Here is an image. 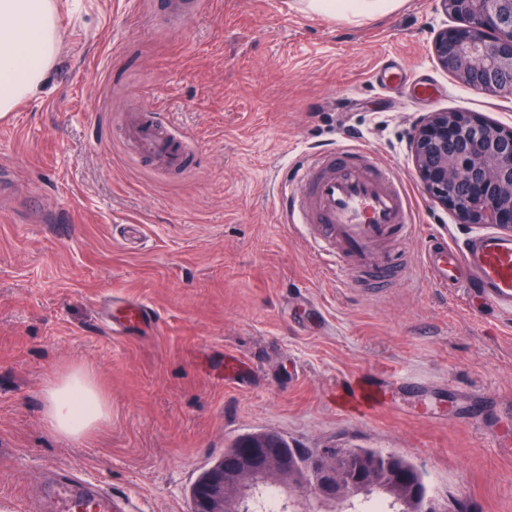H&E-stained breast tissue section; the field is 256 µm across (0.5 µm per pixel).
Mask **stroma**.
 <instances>
[{
    "mask_svg": "<svg viewBox=\"0 0 512 512\" xmlns=\"http://www.w3.org/2000/svg\"><path fill=\"white\" fill-rule=\"evenodd\" d=\"M60 52L41 90L0 117V512H42L49 468L100 480L123 512H190L195 481L250 433L297 448H381L436 497L512 512V315L439 288L428 239L479 234L435 204L408 150L427 112L512 129V101L448 76L438 0L368 18L309 0H197L173 23L145 0H57ZM405 72L391 84L383 73ZM432 96L415 95L419 84ZM165 114L196 169L133 162L125 112ZM354 148L394 168L417 233L407 279L341 287L274 191L301 156ZM148 304L158 331L120 338L105 304ZM84 366L112 404L92 438L43 421L46 382ZM420 382L408 391L404 379ZM371 381L378 410L345 387ZM480 394L479 423L460 395Z\"/></svg>",
    "mask_w": 512,
    "mask_h": 512,
    "instance_id": "stroma-1",
    "label": "stroma"
}]
</instances>
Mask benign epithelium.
<instances>
[{"instance_id":"benign-epithelium-1","label":"benign epithelium","mask_w":512,"mask_h":512,"mask_svg":"<svg viewBox=\"0 0 512 512\" xmlns=\"http://www.w3.org/2000/svg\"><path fill=\"white\" fill-rule=\"evenodd\" d=\"M460 26L436 33L438 64L467 87L512 97V0H438ZM409 148L425 191L460 223L487 224L512 232V130L469 112H429L410 136ZM351 458L323 448L298 469L283 446L248 443L224 454L194 484L191 512H236L235 496L254 474L278 480L297 497L343 502L360 483L378 480L366 462L358 479L347 475Z\"/></svg>"}]
</instances>
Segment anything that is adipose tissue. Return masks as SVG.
<instances>
[{
  "instance_id": "adipose-tissue-1",
  "label": "adipose tissue",
  "mask_w": 512,
  "mask_h": 512,
  "mask_svg": "<svg viewBox=\"0 0 512 512\" xmlns=\"http://www.w3.org/2000/svg\"><path fill=\"white\" fill-rule=\"evenodd\" d=\"M58 53L54 0H0V112L9 113L43 84ZM44 423L56 436L91 438L112 420V405L90 369L58 375L44 391Z\"/></svg>"
}]
</instances>
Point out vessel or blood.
I'll return each mask as SVG.
<instances>
[{
  "instance_id": "vessel-or-blood-1",
  "label": "vessel or blood",
  "mask_w": 512,
  "mask_h": 512,
  "mask_svg": "<svg viewBox=\"0 0 512 512\" xmlns=\"http://www.w3.org/2000/svg\"><path fill=\"white\" fill-rule=\"evenodd\" d=\"M123 140L134 159L153 169L189 172L196 166L193 143L161 113H128ZM276 190L294 221L314 225L308 244L323 256L337 282L353 284L366 273L381 282L404 272L399 246L414 235L416 226L409 196L392 167L373 163L360 150L334 149L300 163L292 180L278 182ZM422 267L439 287L460 289L512 312L511 234L490 230L463 245L429 240ZM152 322L150 308L139 301L112 307L113 335L124 336ZM377 400V389L361 383L344 394L349 406L368 407ZM46 496L51 512H79L87 497L96 502L98 512L114 509L110 496L69 470L57 474Z\"/></svg>"
}]
</instances>
